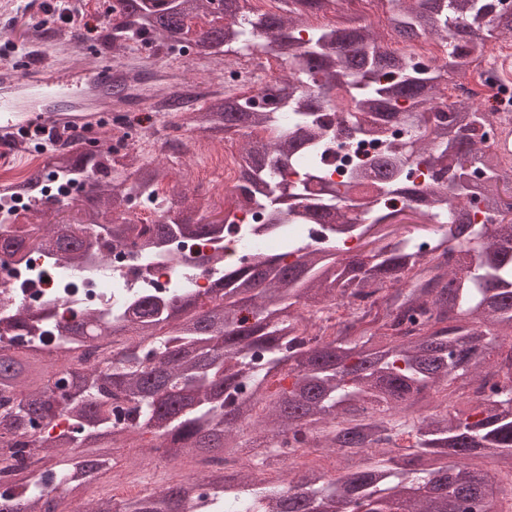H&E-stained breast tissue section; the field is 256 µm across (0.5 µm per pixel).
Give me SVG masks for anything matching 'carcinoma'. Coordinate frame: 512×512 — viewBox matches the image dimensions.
I'll list each match as a JSON object with an SVG mask.
<instances>
[{"label": "carcinoma", "instance_id": "1", "mask_svg": "<svg viewBox=\"0 0 512 512\" xmlns=\"http://www.w3.org/2000/svg\"><path fill=\"white\" fill-rule=\"evenodd\" d=\"M282 2L254 23L246 0H224L222 19L212 0H117L97 38L117 54L150 43L166 55L187 43L223 57L261 34V52L284 63L256 91L275 107L230 90L198 106L174 93L165 106L197 138L242 133L237 199L264 206L259 232L320 224L333 240L362 241L369 267L354 253L290 241L292 262L256 255L225 267L204 293L140 294L116 316L54 323L16 310L0 332V461L13 464L0 512L65 509L31 481L26 459L50 464L42 483L79 494L116 449H145V467L158 453L238 459L243 439L240 469L211 473L203 490L187 477L147 497L91 499L87 512H180L193 493L199 512H512L498 488L512 485V164L495 149L494 113L443 93L488 38L512 39V12L502 0H408L380 32L307 26L341 0ZM423 36L443 45L442 63L390 49ZM395 125L416 135L349 168L341 185L327 179L328 138ZM76 141L67 136L44 168L0 188V201L31 202L30 223L0 232V254L20 262L36 249L84 269L105 261V246L162 252L177 235L231 230L197 216L179 186L160 193L163 169L142 150L119 162L104 142L88 152ZM414 166L427 171L422 185L410 180ZM290 169L308 170L306 179L284 181ZM477 172L484 181L470 179ZM80 177L87 189L74 222H41L46 183ZM389 195L405 206L388 210ZM134 199L158 219L131 217ZM450 206L454 222L438 223ZM94 336L112 338L113 349L91 365L80 348ZM463 376L455 392L466 409L450 412L448 389ZM289 448L343 467L327 478L289 466L280 481L261 482ZM477 456L496 473L470 468Z\"/></svg>", "mask_w": 512, "mask_h": 512}]
</instances>
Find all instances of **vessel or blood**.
Returning <instances> with one entry per match:
<instances>
[{"mask_svg":"<svg viewBox=\"0 0 512 512\" xmlns=\"http://www.w3.org/2000/svg\"><path fill=\"white\" fill-rule=\"evenodd\" d=\"M137 69L89 70L79 54L17 67L0 65V151L21 146V134L38 126L57 130L99 128L105 114L126 110L112 98L119 82L134 84Z\"/></svg>","mask_w":512,"mask_h":512,"instance_id":"b4317fda","label":"vessel or blood"}]
</instances>
